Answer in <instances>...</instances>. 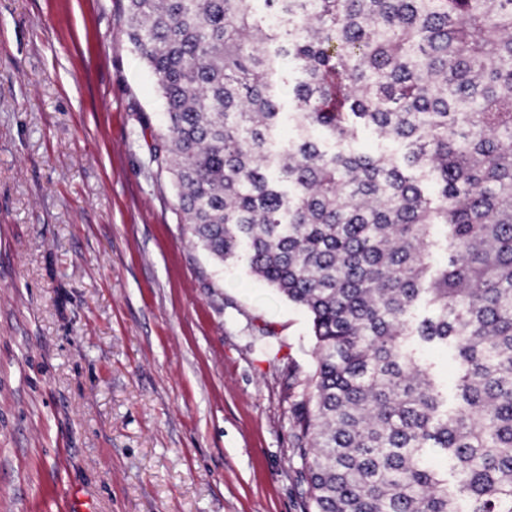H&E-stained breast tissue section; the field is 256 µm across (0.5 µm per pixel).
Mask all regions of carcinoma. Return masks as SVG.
Here are the masks:
<instances>
[{
	"instance_id": "cac0c4a2",
	"label": "carcinoma",
	"mask_w": 512,
	"mask_h": 512,
	"mask_svg": "<svg viewBox=\"0 0 512 512\" xmlns=\"http://www.w3.org/2000/svg\"><path fill=\"white\" fill-rule=\"evenodd\" d=\"M127 3L190 236L310 317L309 512H512V0ZM359 152L368 154L387 153L400 157L406 150L401 144L395 142H382L371 130H363L360 132L358 139L354 145Z\"/></svg>"
}]
</instances>
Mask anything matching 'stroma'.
<instances>
[{
	"instance_id": "obj_1",
	"label": "stroma",
	"mask_w": 512,
	"mask_h": 512,
	"mask_svg": "<svg viewBox=\"0 0 512 512\" xmlns=\"http://www.w3.org/2000/svg\"><path fill=\"white\" fill-rule=\"evenodd\" d=\"M126 5L0 0V512H305L310 318L191 239Z\"/></svg>"
}]
</instances>
